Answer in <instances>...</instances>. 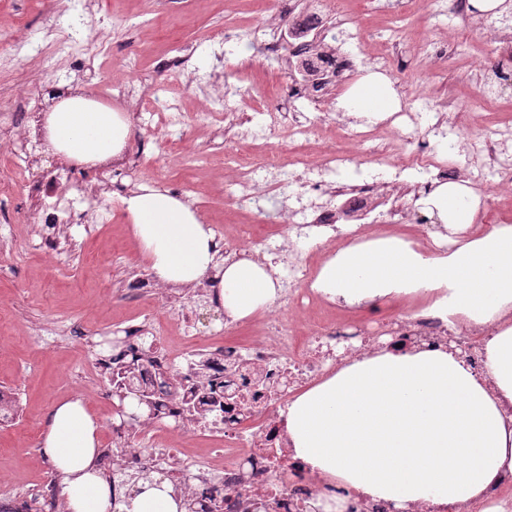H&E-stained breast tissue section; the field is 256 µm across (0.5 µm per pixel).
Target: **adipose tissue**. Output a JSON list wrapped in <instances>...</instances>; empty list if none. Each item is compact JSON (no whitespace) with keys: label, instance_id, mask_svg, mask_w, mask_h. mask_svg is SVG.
<instances>
[{"label":"adipose tissue","instance_id":"ef3b65f1","mask_svg":"<svg viewBox=\"0 0 512 512\" xmlns=\"http://www.w3.org/2000/svg\"><path fill=\"white\" fill-rule=\"evenodd\" d=\"M340 108L379 122L400 109L390 79L371 72L345 92ZM53 154L79 164L118 158L132 136L129 116L92 99H63L45 118ZM445 224H474L480 196L470 186H438L423 200ZM139 252L167 285L208 282L225 313L246 319L278 293L273 264L220 254L212 228L193 205L169 190L142 184L123 198ZM330 302L346 307L421 288H449L457 312L478 324L512 308V226L492 227L445 257H428L397 237L339 250L314 282ZM488 394L452 354H383L357 360L294 397L287 430L296 458L322 478L397 507L425 501L450 506L476 501L512 472V326L486 345ZM101 421L83 398L55 402L40 437L68 512H112V483L100 462ZM170 483L141 480L125 512H181Z\"/></svg>","mask_w":512,"mask_h":512}]
</instances>
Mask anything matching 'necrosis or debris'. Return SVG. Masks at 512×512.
<instances>
[{
  "instance_id": "4bbe7bcc",
  "label": "necrosis or debris",
  "mask_w": 512,
  "mask_h": 512,
  "mask_svg": "<svg viewBox=\"0 0 512 512\" xmlns=\"http://www.w3.org/2000/svg\"><path fill=\"white\" fill-rule=\"evenodd\" d=\"M326 0H315V8L297 23L293 56L307 64L303 96L322 102L328 88H341L351 79L355 66L352 55L331 47L321 29ZM63 10L49 18L45 42L35 49L45 67L44 83L60 78V61L85 66L103 49L102 40L87 41L63 21ZM41 106L34 91H18L0 101V141L12 140L7 162L13 168L34 165L43 149L36 134ZM342 138L356 143L396 173L410 170L434 174L436 179L460 182L463 168L455 158L440 159L429 141H418L403 161H396L385 143L370 130H341ZM459 152L484 155L487 168L478 170L476 181L485 183L491 197L512 187V159L501 158L498 144L477 140L451 129ZM52 187L33 182L28 197L36 202L32 223L42 225L44 241L54 244L58 226L78 221L80 209L91 211L97 223L109 221L102 210L100 187L123 196L125 186L113 180L111 172L94 179L77 178L73 169L62 167L51 172ZM336 195L358 221L354 235L339 234L336 214L325 209L317 214L302 208L289 209L282 221L284 238L259 236L243 229L237 241L221 238L225 255L251 254L260 259L267 254L291 252L288 273L281 281L279 307L255 318V336L240 342L225 337L223 345L209 343L196 331V313L178 314L181 334L177 339L164 336L154 307H145L139 323L127 326L122 338L126 356H139L140 363L130 384L134 389L153 393L161 404V420L173 428H185L196 439L207 442L205 454H188L179 448H156L150 427H142L143 447L117 450L112 469L131 471L162 470L179 484L178 493L193 502V512H320L319 503L341 502L344 512H490L501 506L512 512V473L504 474L476 502L463 506L438 507L426 502L398 508L394 503L356 494L340 485L306 471L295 459L288 437L285 415L293 395L346 364L384 353H414L440 350L462 359L487 392L494 382L484 364L486 344L497 335L503 322L512 323V310L504 320L475 324L448 311L447 292L429 293L407 304L394 317L375 315L351 318L344 315L325 320L316 308L323 299L313 283L318 265L304 255V240L323 235L340 238L343 245L373 240L399 229L403 208L392 199L386 186L363 182L341 184ZM386 207L392 221L380 223L377 210ZM205 371L208 385L199 387L198 371ZM195 407L187 415V407Z\"/></svg>"
}]
</instances>
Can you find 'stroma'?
Here are the masks:
<instances>
[{
  "label": "stroma",
  "mask_w": 512,
  "mask_h": 512,
  "mask_svg": "<svg viewBox=\"0 0 512 512\" xmlns=\"http://www.w3.org/2000/svg\"><path fill=\"white\" fill-rule=\"evenodd\" d=\"M52 6L53 0H0V23L40 42ZM309 7V0H82L77 17L82 34H108L112 52L91 59L72 87L100 98L112 84L134 77L142 107H149L148 94L159 86L187 114L223 93L256 125L269 123L277 108L291 104L310 111L308 101L293 97L301 77L287 49L273 59L258 48L221 54L211 43L220 30L268 22L287 38ZM336 16L338 46H362L365 67L391 79L409 112H419L421 99H429L432 117H446L473 137L497 139L512 156V80L480 66L495 52L499 18H478L476 33L466 37L458 35L459 21L442 0H418L404 13L387 7L385 0H341ZM390 37L399 56L392 65L382 61ZM183 45L189 48L185 66L161 70L160 61ZM452 98L457 101L453 108L448 105ZM337 102L334 96L325 100L323 131L297 143V150L323 155L336 143L337 126L362 128V121L339 111ZM227 124L220 116L206 126H187L177 138L162 131L147 135L145 126L134 122L123 153L141 156L136 183L187 188V200L205 223L225 230L257 224L279 234L282 211L324 203V196L304 192L300 183L281 186L275 172L267 176L269 191L249 207L226 197L224 151L236 144L223 133ZM236 145L257 157L272 147L254 137ZM345 155L346 163L329 176V184L390 181V168L355 145L346 146ZM50 164L45 158L39 168L0 179V389L19 401L14 424L0 429V484L20 492L55 483L42 456L25 451L28 443L39 441L52 402L81 396L102 420L111 419L116 397L108 378L99 375L101 358L112 353L104 335L131 324L140 313L129 283L148 272L120 207H113L110 223L70 225L52 249L44 245L41 225L18 221L20 208L31 205L19 197L20 185L38 180Z\"/></svg>",
  "instance_id": "35a3bbf8"
}]
</instances>
